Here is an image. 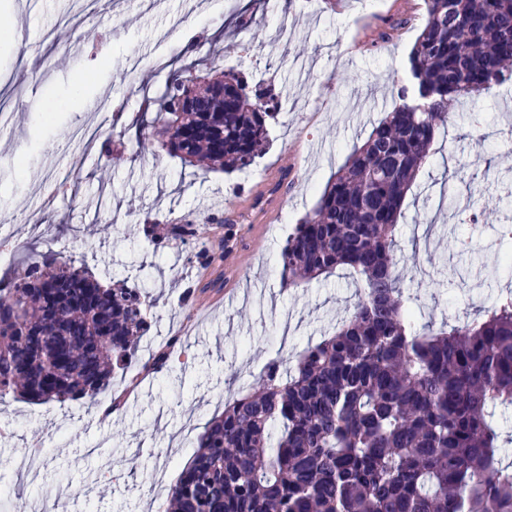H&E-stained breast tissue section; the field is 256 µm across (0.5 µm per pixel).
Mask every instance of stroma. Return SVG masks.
<instances>
[{"label":"stroma","instance_id":"stroma-1","mask_svg":"<svg viewBox=\"0 0 512 512\" xmlns=\"http://www.w3.org/2000/svg\"><path fill=\"white\" fill-rule=\"evenodd\" d=\"M0 7V91L11 97L0 124V237L15 259L65 238L73 257L102 281L128 277L156 299L142 360L171 337L184 354L167 372L116 376L121 407L101 423L90 408L0 403V485L23 502L56 512H143L165 503L196 451L206 423L244 393L270 364L296 359L332 334L357 301L353 274L337 269L301 288L282 285L278 257L330 177L395 104L392 86L426 19L425 0H13ZM204 32L215 57L250 44L243 73L275 74L288 101L269 129L270 148L252 177L200 175L135 131L104 128L88 141L74 133L96 122L98 104L121 99L129 114L157 94L168 72L190 63L184 35ZM169 56L166 69L154 60ZM483 115V145L453 120L437 137L423 176L404 202L396 238L399 268L419 298L417 325H459L512 288L498 242L512 221V87L465 103ZM126 160L101 177L107 145ZM465 164L473 186L451 179ZM479 211L478 224L458 221ZM41 220L31 235L10 218ZM222 214L203 227L218 260L190 266L180 250H156L140 220ZM119 215L112 230L94 218ZM470 240L461 250L457 240Z\"/></svg>","mask_w":512,"mask_h":512}]
</instances>
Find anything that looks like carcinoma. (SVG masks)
<instances>
[{"label": "carcinoma", "instance_id": "carcinoma-1", "mask_svg": "<svg viewBox=\"0 0 512 512\" xmlns=\"http://www.w3.org/2000/svg\"><path fill=\"white\" fill-rule=\"evenodd\" d=\"M395 105L353 149L279 255L286 288L342 266L358 302L296 364L270 365L224 403L164 512H512L499 410H512V291L470 322H415L398 272L396 227L437 132L458 105L512 78V0H426V21ZM174 70L152 123L123 127L204 171H242L270 147L275 89L241 76L183 99ZM207 215H146L158 249L200 241ZM49 243L0 277V399L91 405L139 362L151 329L144 289L112 287ZM59 283L31 288L45 274Z\"/></svg>", "mask_w": 512, "mask_h": 512}]
</instances>
